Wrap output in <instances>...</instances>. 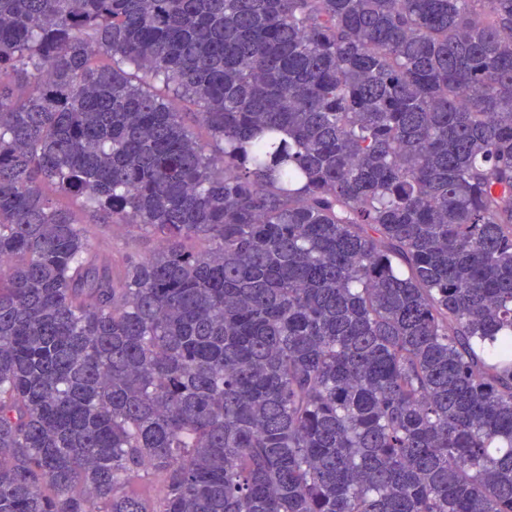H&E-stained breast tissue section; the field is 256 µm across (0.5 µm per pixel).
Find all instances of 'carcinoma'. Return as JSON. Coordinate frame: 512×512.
<instances>
[{
  "label": "carcinoma",
  "instance_id": "obj_1",
  "mask_svg": "<svg viewBox=\"0 0 512 512\" xmlns=\"http://www.w3.org/2000/svg\"><path fill=\"white\" fill-rule=\"evenodd\" d=\"M0 512H512V0H0Z\"/></svg>",
  "mask_w": 512,
  "mask_h": 512
}]
</instances>
